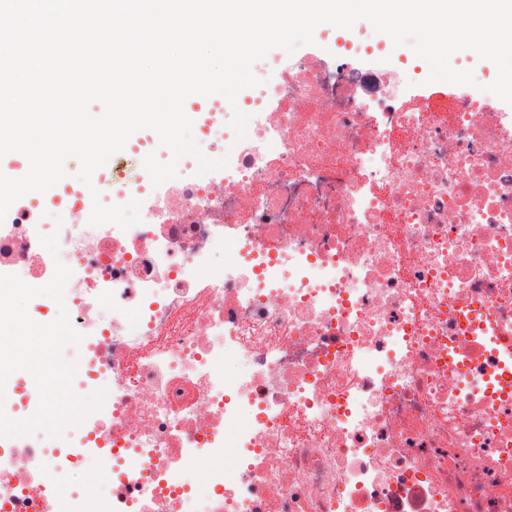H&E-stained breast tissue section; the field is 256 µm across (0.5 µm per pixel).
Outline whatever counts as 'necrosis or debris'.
Instances as JSON below:
<instances>
[{
    "label": "necrosis or debris",
    "mask_w": 512,
    "mask_h": 512,
    "mask_svg": "<svg viewBox=\"0 0 512 512\" xmlns=\"http://www.w3.org/2000/svg\"><path fill=\"white\" fill-rule=\"evenodd\" d=\"M314 36L327 58L266 55L191 113L223 174L165 152L153 194L134 134L91 186L9 208L0 274L71 269L27 312L66 307L72 390L107 395L62 437H0V512H512V105L412 95L428 63L368 20ZM134 199L130 229L89 225ZM38 405L13 372L0 407Z\"/></svg>",
    "instance_id": "4bbe7bcc"
}]
</instances>
